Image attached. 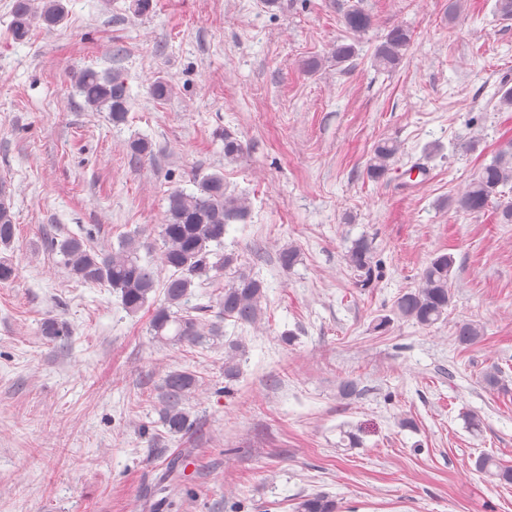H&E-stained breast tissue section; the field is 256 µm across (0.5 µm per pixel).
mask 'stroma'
I'll return each instance as SVG.
<instances>
[{
    "label": "stroma",
    "instance_id": "35a3bbf8",
    "mask_svg": "<svg viewBox=\"0 0 512 512\" xmlns=\"http://www.w3.org/2000/svg\"><path fill=\"white\" fill-rule=\"evenodd\" d=\"M12 3L0 0V183L17 272L0 284V512H293L314 492L342 512H512V486L474 467L482 455L512 466V224L453 206L512 141L497 96L512 88V20L496 0H152L139 16L131 0H63L64 22L23 43L9 33ZM355 5L373 19L357 39L341 23ZM396 26L412 45L378 73L374 49ZM339 41L357 49L343 73L327 58ZM87 68L124 73V123L85 107L75 76ZM160 77L173 83L163 100L149 92ZM226 131L245 145L233 160ZM137 138L151 158L131 155ZM381 139L400 151L375 182L365 171ZM417 164L427 176L409 179ZM198 172L223 173L248 201L224 244L266 299L259 324L225 322L194 347L152 340L150 310L78 283L48 240L91 228L92 246L109 249L153 235L171 189L193 191ZM362 234L384 263L369 288L343 261ZM289 244L301 260L286 271L276 256ZM440 252L455 257L447 322L373 332ZM48 317L71 336H40ZM462 319L484 325L479 343L456 344ZM228 339L245 356L227 396ZM495 367L505 386L491 391L480 377ZM172 370L199 380L186 408L200 429L181 439L142 431ZM346 378L365 394L339 398ZM471 410L481 434L465 425ZM176 456L185 463L169 471Z\"/></svg>",
    "mask_w": 512,
    "mask_h": 512
}]
</instances>
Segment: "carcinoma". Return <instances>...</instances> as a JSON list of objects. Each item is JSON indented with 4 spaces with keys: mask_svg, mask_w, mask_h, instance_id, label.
Returning <instances> with one entry per match:
<instances>
[{
    "mask_svg": "<svg viewBox=\"0 0 512 512\" xmlns=\"http://www.w3.org/2000/svg\"><path fill=\"white\" fill-rule=\"evenodd\" d=\"M65 16L62 0H14L11 9L10 33L18 41H25L32 29L40 24L48 28L59 25ZM343 25L354 35L365 34L372 26L371 16L355 7L343 15ZM413 39L412 32L403 26L389 30L374 53L378 71L389 73L405 59ZM330 58L340 67L356 55L353 44L336 42L329 48ZM79 94L96 111L109 112L112 123L125 121L131 101L130 88L123 75L114 71L101 75L85 71L77 77ZM224 157L233 159L243 152L242 142L230 132H224ZM398 152L397 145L386 139L373 147L366 167L367 177L380 181L387 177ZM512 183V145L499 151L491 162L482 165L471 179L467 190L454 201V207L463 213H477L496 206L500 224H512V201H504L502 188ZM248 207L240 198L230 196L224 189V175L203 174L194 179V191L175 190L168 197V207L157 225V237L143 241L138 234L124 237L119 247L95 249L86 244L92 233L84 237L71 236L60 242L50 241L52 248L63 257V264L72 277L92 286L115 290L122 306L136 313L148 303L149 296L161 290L163 301L153 309L149 322L150 335L160 341L176 344H200L205 341L201 318L191 315L188 300L192 288L202 285L228 269H235L233 279L224 286V299L218 304L217 320L254 325L260 320L262 303L266 298L264 283L249 271L235 268L238 255L224 249V234L230 224L247 219ZM15 237L10 203L0 190V246L9 247ZM157 250L160 263L170 275L157 279L151 262H142L140 249ZM300 260L299 250L288 245L279 250L277 261L284 269ZM347 268L356 284L369 288L379 276L382 261L371 237L362 234L350 241L344 253ZM455 259L450 254L433 256L422 269L416 287L400 293L393 302L392 316H378L372 322V331L384 332L391 317L417 327L431 328L448 316L452 300V272ZM40 334L49 340L70 335L64 321L48 318L40 325ZM482 327L464 320L455 328L456 341L470 346L481 340ZM236 357L224 359V392L230 393V383L239 376ZM197 386L196 375L187 370L168 373L161 385L163 407L159 423L167 434L178 437L192 432L197 423L191 420L184 401ZM478 472L500 485L512 484V466L499 463L492 457L475 460ZM295 512H341L340 502L324 492L304 496L297 502Z\"/></svg>",
    "mask_w": 512,
    "mask_h": 512,
    "instance_id": "1",
    "label": "carcinoma"
}]
</instances>
